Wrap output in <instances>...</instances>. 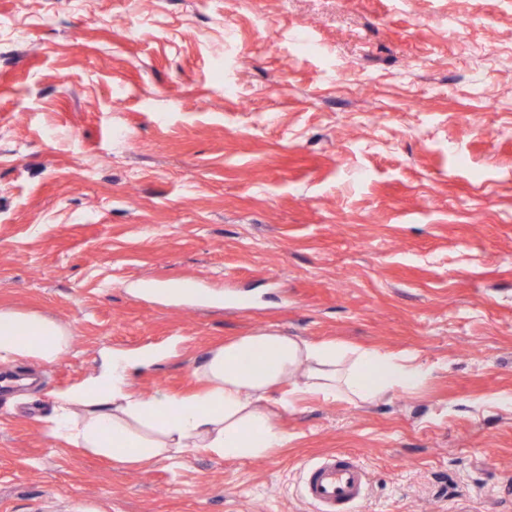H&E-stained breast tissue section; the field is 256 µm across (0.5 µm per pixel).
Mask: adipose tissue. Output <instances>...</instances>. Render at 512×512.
I'll use <instances>...</instances> for the list:
<instances>
[{
  "label": "adipose tissue",
  "mask_w": 512,
  "mask_h": 512,
  "mask_svg": "<svg viewBox=\"0 0 512 512\" xmlns=\"http://www.w3.org/2000/svg\"><path fill=\"white\" fill-rule=\"evenodd\" d=\"M64 326L38 315L0 311V363L29 357L53 362L66 353ZM155 353L112 351L98 371L61 393L53 433L113 460L146 463L192 450L224 458L261 457L288 437L262 402L285 382L298 394L372 401L420 386L429 370L410 359L332 341L313 342L266 329L203 355L194 373L204 388L191 396L137 392L133 372Z\"/></svg>",
  "instance_id": "1"
}]
</instances>
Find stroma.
I'll list each match as a JSON object with an SVG mask.
<instances>
[{
	"label": "stroma",
	"instance_id": "stroma-1",
	"mask_svg": "<svg viewBox=\"0 0 512 512\" xmlns=\"http://www.w3.org/2000/svg\"><path fill=\"white\" fill-rule=\"evenodd\" d=\"M0 309L72 336L6 366L0 512H313L301 466L337 451L363 512H512V0H0ZM267 328L431 374L302 398L259 458L51 432L105 351L190 394Z\"/></svg>",
	"mask_w": 512,
	"mask_h": 512
}]
</instances>
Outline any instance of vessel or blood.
Here are the masks:
<instances>
[{
	"mask_svg": "<svg viewBox=\"0 0 512 512\" xmlns=\"http://www.w3.org/2000/svg\"><path fill=\"white\" fill-rule=\"evenodd\" d=\"M303 498L314 512H357L366 500L369 474L357 458L334 453L304 463Z\"/></svg>",
	"mask_w": 512,
	"mask_h": 512,
	"instance_id": "vessel-or-blood-1",
	"label": "vessel or blood"
}]
</instances>
